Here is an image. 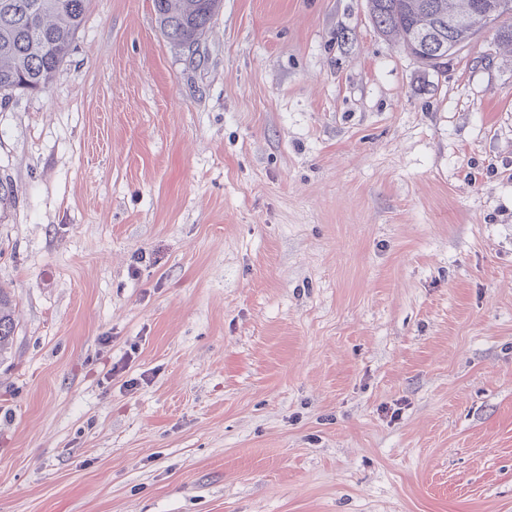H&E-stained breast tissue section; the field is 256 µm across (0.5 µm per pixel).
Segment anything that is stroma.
Instances as JSON below:
<instances>
[{
	"label": "stroma",
	"mask_w": 512,
	"mask_h": 512,
	"mask_svg": "<svg viewBox=\"0 0 512 512\" xmlns=\"http://www.w3.org/2000/svg\"><path fill=\"white\" fill-rule=\"evenodd\" d=\"M0 512H512V52L366 0H88L0 98ZM222 0H153L160 30L172 46L193 54ZM194 47V48H193ZM16 330L10 295L0 288V357L10 349Z\"/></svg>",
	"instance_id": "stroma-1"
}]
</instances>
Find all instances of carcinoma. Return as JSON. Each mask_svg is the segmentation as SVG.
I'll return each instance as SVG.
<instances>
[{"instance_id":"obj_1","label":"carcinoma","mask_w":512,"mask_h":512,"mask_svg":"<svg viewBox=\"0 0 512 512\" xmlns=\"http://www.w3.org/2000/svg\"><path fill=\"white\" fill-rule=\"evenodd\" d=\"M87 0H0V96L16 90H44L73 50ZM512 0H368L372 24L395 38L412 56H421L416 39L429 38L424 65L448 67L450 43L466 46L497 20V38L512 44ZM222 0H153L160 30L172 46L194 53L211 28ZM16 330L10 295L0 288V357Z\"/></svg>"}]
</instances>
